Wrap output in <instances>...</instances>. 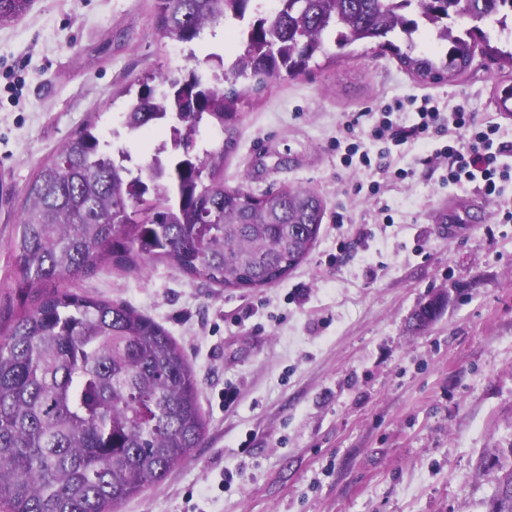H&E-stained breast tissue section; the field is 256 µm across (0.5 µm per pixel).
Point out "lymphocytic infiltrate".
I'll return each instance as SVG.
<instances>
[{
  "instance_id": "1",
  "label": "lymphocytic infiltrate",
  "mask_w": 512,
  "mask_h": 512,
  "mask_svg": "<svg viewBox=\"0 0 512 512\" xmlns=\"http://www.w3.org/2000/svg\"><path fill=\"white\" fill-rule=\"evenodd\" d=\"M393 105L380 109V118L371 136L383 142L378 153H370L357 139L347 143L341 163L348 168L378 173L387 168L390 145L409 142L431 143L444 139L442 148L427 155L426 163L440 159L444 162L442 183L451 187H468L483 199L496 203L498 223H512V200L505 199L504 185L512 182V142L499 138L498 124L475 119L465 106H457L448 116H441L433 97L422 100L416 123L404 126L393 122Z\"/></svg>"
}]
</instances>
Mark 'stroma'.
Masks as SVG:
<instances>
[{
    "label": "stroma",
    "mask_w": 512,
    "mask_h": 512,
    "mask_svg": "<svg viewBox=\"0 0 512 512\" xmlns=\"http://www.w3.org/2000/svg\"><path fill=\"white\" fill-rule=\"evenodd\" d=\"M155 0H35L0 25V312L20 294L8 242L26 184L86 122L134 161L161 142L132 137L119 116L145 75L174 72L189 51L232 61L230 31L194 49L158 32ZM512 74L483 53L456 81L424 84L376 49L318 57L244 104L224 183L260 194L302 186L325 216L310 254L281 280L235 289L193 279L162 260L101 266L67 288L124 303L161 324L198 380L202 447L119 512H487L497 471L512 469V223L484 219L470 191L442 186L423 148H393L399 181L380 199L356 193L369 175L341 165L348 121L412 98L464 105L512 141L499 84ZM456 213L474 232L448 236ZM367 242H359L360 231ZM448 302L418 325L432 296ZM237 399L225 406L224 389Z\"/></svg>",
    "instance_id": "obj_1"
}]
</instances>
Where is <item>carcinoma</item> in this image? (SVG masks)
Masks as SVG:
<instances>
[{"label": "carcinoma", "mask_w": 512, "mask_h": 512, "mask_svg": "<svg viewBox=\"0 0 512 512\" xmlns=\"http://www.w3.org/2000/svg\"><path fill=\"white\" fill-rule=\"evenodd\" d=\"M34 0H0V24L24 17ZM155 0L156 27L192 45L207 29L238 26L243 50L224 66L197 57L184 74H149L121 113L131 134L166 124L172 143L139 164L86 123L35 172L8 243L20 287L36 303L0 325V512H116L162 481L201 446L206 425L199 386L182 348L153 319L124 303L43 288L105 264L162 259L226 288H260L288 273V254L306 258L325 215L302 187L261 194L224 185L237 146L240 108L283 75L310 70L326 41L389 52L420 82H450L476 48L512 67V37L490 43L458 18L512 19V0ZM440 42L416 52L420 20ZM221 71L206 84L196 72ZM222 139L198 147L200 128ZM489 512H512V469L496 478Z\"/></svg>", "instance_id": "1"}]
</instances>
